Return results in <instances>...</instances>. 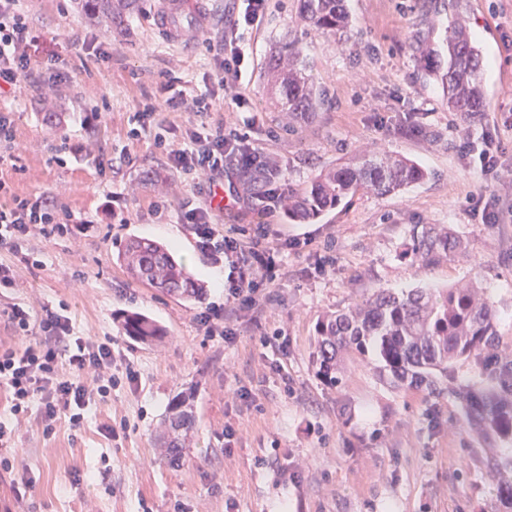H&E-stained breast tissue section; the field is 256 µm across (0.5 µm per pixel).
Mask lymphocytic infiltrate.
Wrapping results in <instances>:
<instances>
[{"mask_svg":"<svg viewBox=\"0 0 512 512\" xmlns=\"http://www.w3.org/2000/svg\"><path fill=\"white\" fill-rule=\"evenodd\" d=\"M17 0H0V90L20 87L27 63L16 53L17 45L27 37L28 27L15 11ZM244 7L224 31L226 52L221 85H238L245 65V51L239 42L245 32L265 16L268 0H243ZM460 155L466 166L484 176H498L502 168V150L490 129L479 136L466 138ZM173 167L196 175L223 173L225 163L243 169L260 168L267 172L268 204L266 214H273L274 203L281 197V176L268 166L249 144L247 135L223 127L206 128L193 133L184 148L171 151ZM191 224L199 247L223 254L228 265L224 297L244 311L252 310L263 289L274 285L279 277L280 254L289 241L273 242L269 227L257 224L245 231L236 227L219 233L209 209L187 207L182 214ZM44 236L67 232L68 227L57 218L50 199L30 201L15 197L0 205V249L26 263L30 255L26 242L32 228ZM43 339L22 348L0 349V383L9 391V408L14 417L36 411L45 431H52L59 418H67L71 426H80L94 392L85 384L86 376L101 379L112 368L111 345L96 344L74 335L66 316L49 312L41 318Z\"/></svg>","mask_w":512,"mask_h":512,"instance_id":"lymphocytic-infiltrate-1","label":"lymphocytic infiltrate"}]
</instances>
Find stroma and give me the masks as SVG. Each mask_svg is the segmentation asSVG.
<instances>
[{
    "mask_svg": "<svg viewBox=\"0 0 512 512\" xmlns=\"http://www.w3.org/2000/svg\"><path fill=\"white\" fill-rule=\"evenodd\" d=\"M158 2L134 0L119 28L79 0L17 4L30 77L21 94L0 97L13 127L0 142V182L20 197H53L81 228L30 237L34 267L0 251L16 276L15 287L0 288V342L25 346L46 311L57 312L74 335L111 343L115 383L80 427L62 418L47 435L36 414L21 419L17 463L0 476V512H504L489 473L500 444L477 437L455 394L469 363L431 391L394 386L370 352L345 355L342 381L331 385L314 355L325 314L381 289L470 283L496 306L500 345L512 355V223H480L466 203L479 192L512 203V186L469 169L455 151L490 127L512 166V0H345L350 24L339 36L303 20L300 0H270L243 36L238 102L219 84L220 41L241 0H210V30H190L183 49L155 34ZM457 18L483 59L485 110L468 122L448 111L415 51L420 41L441 44ZM287 44L320 96L303 120L288 115L267 78ZM172 77L187 99L175 111L164 104ZM207 89L210 109L197 111L193 100ZM150 104L155 124L143 130L137 114ZM218 122L248 132L291 192L368 156L412 160L426 176L396 194L358 192L309 224L277 209L271 239L304 246L282 254L270 301L243 316L224 300L223 255L202 251L181 220L184 207L206 204L209 186L169 164L171 150ZM252 176L225 165L218 181L231 204L213 216L219 229L259 222L266 200ZM427 224L448 228L467 252L427 265L413 258V233ZM132 238L167 245L204 285L202 299L132 280L118 257ZM325 251L335 263L323 270ZM16 305L34 320L25 338L6 318ZM215 307L224 317L205 330L200 319ZM132 310L165 326L163 341L126 336ZM273 333L277 341L261 344ZM180 396L195 425L173 464L162 435ZM24 479L32 486L19 499L12 487Z\"/></svg>",
    "mask_w": 512,
    "mask_h": 512,
    "instance_id": "obj_1",
    "label": "stroma"
}]
</instances>
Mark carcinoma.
<instances>
[{"mask_svg":"<svg viewBox=\"0 0 512 512\" xmlns=\"http://www.w3.org/2000/svg\"><path fill=\"white\" fill-rule=\"evenodd\" d=\"M89 10L112 17L121 25L128 0H85ZM303 12L317 28L341 33L349 24L343 0H301ZM446 48L417 47L426 76L438 82L448 105L468 120L482 111V59L466 27L454 20L448 26ZM274 83L283 91L288 111L313 114L317 94L293 61L283 69L270 63ZM424 169L408 160L371 157L320 172L310 186L288 198V219L310 223L336 208L357 192L370 189L380 195L400 192L423 180ZM467 251V246L449 231L424 226L413 234L411 252L426 262L450 258ZM123 262L131 277L184 300H198L204 288L196 283L186 266L162 244L133 238L126 244ZM127 336L145 343L167 335V330L138 312L124 315ZM377 349L380 371L398 385L431 387L437 376L452 378L459 362H470L474 374L461 385L457 397L481 437L512 443V360L499 350L498 311L478 288H450L441 299L422 290L401 296L378 291L364 303L325 315L317 326L319 374L330 384L340 381L338 357L343 352ZM194 427L188 399L172 402L167 415L163 445L170 459H180L184 439Z\"/></svg>","mask_w":512,"mask_h":512,"instance_id":"obj_1","label":"carcinoma"}]
</instances>
